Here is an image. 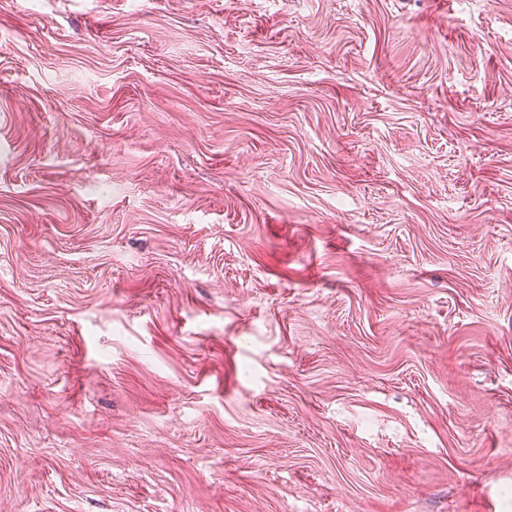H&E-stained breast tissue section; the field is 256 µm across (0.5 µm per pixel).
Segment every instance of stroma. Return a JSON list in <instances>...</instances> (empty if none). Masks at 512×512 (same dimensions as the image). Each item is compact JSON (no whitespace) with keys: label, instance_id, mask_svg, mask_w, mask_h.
Listing matches in <instances>:
<instances>
[{"label":"stroma","instance_id":"stroma-1","mask_svg":"<svg viewBox=\"0 0 512 512\" xmlns=\"http://www.w3.org/2000/svg\"><path fill=\"white\" fill-rule=\"evenodd\" d=\"M0 512H512V0H0Z\"/></svg>","mask_w":512,"mask_h":512}]
</instances>
